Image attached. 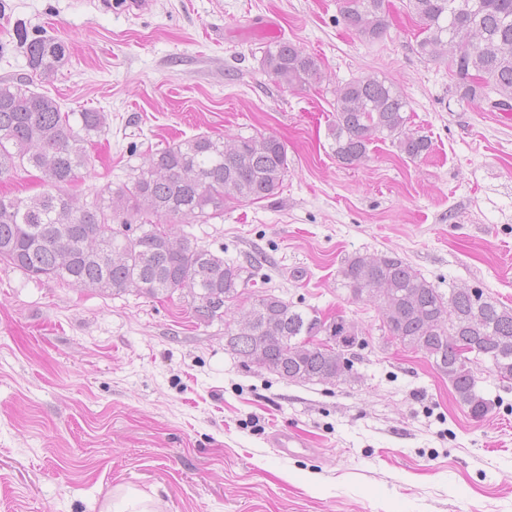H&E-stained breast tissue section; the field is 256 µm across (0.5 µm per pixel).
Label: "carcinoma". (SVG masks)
<instances>
[{"label": "carcinoma", "instance_id": "carcinoma-1", "mask_svg": "<svg viewBox=\"0 0 512 512\" xmlns=\"http://www.w3.org/2000/svg\"><path fill=\"white\" fill-rule=\"evenodd\" d=\"M407 7L422 34L418 53L447 66L454 93L512 112V0H408ZM386 12L385 0H341L343 21L368 41L386 32ZM20 44L42 78L55 73L65 54L46 34ZM261 64L289 88L321 79L320 60L288 41L268 47ZM333 109L332 151L343 164L365 159L368 146L382 139L409 159L432 150L431 139L408 128V101L392 82L354 78L336 87ZM106 125L103 112H63L27 83L0 82V175L29 165L47 184L28 199L0 197V261L31 278L101 294L162 299L180 292L197 320L224 321L227 350L242 363L261 348L265 370L294 383L345 377L343 366L316 346L290 352V343L317 335L318 311L271 293L245 303L254 264L227 261L175 232L180 224L224 216L231 203L276 195L288 173L282 141L270 134L223 141L198 134L145 157L132 187L109 185L108 198L83 204L70 188L90 165V138ZM136 221L149 229L129 234ZM338 275L353 299L380 307L392 302L388 335L424 340L423 354L441 362L456 398L473 417L486 415L476 371L489 363L500 380H512V308L477 290L450 288L445 295L386 254L356 255ZM464 346L475 359L463 358Z\"/></svg>", "mask_w": 512, "mask_h": 512}]
</instances>
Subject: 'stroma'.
<instances>
[{
    "label": "stroma",
    "instance_id": "1",
    "mask_svg": "<svg viewBox=\"0 0 512 512\" xmlns=\"http://www.w3.org/2000/svg\"><path fill=\"white\" fill-rule=\"evenodd\" d=\"M44 33L66 53L37 81L20 39ZM419 33L406 0H389L373 42L339 0H0V80L108 115L81 202L132 186L173 142L280 138L277 195L182 230L225 259L260 258L250 296L340 315L363 342L347 380L289 383L243 366L223 322L196 320L184 295L105 296L0 261V512H101L120 487L158 512H512V381L483 372L490 408L474 418L338 276L354 255H394L440 291L512 308V112L454 95ZM280 40L317 55L320 82L289 89L262 69ZM361 76L400 88L429 154L377 141L336 160L334 90ZM278 430L304 448L281 453Z\"/></svg>",
    "mask_w": 512,
    "mask_h": 512
}]
</instances>
